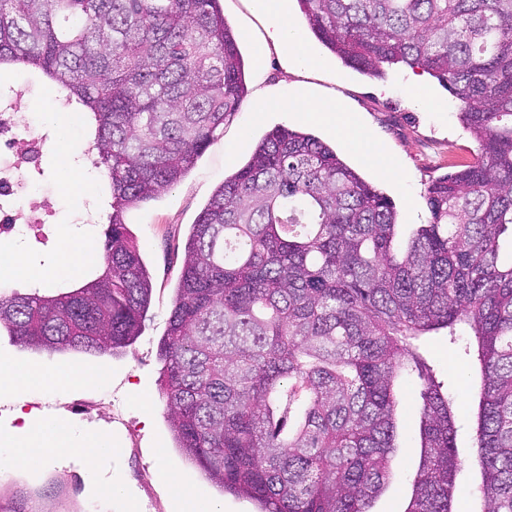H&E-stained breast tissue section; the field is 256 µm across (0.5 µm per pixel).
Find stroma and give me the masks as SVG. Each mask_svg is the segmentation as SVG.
Returning a JSON list of instances; mask_svg holds the SVG:
<instances>
[{
	"label": "stroma",
	"instance_id": "35a3bbf8",
	"mask_svg": "<svg viewBox=\"0 0 512 512\" xmlns=\"http://www.w3.org/2000/svg\"><path fill=\"white\" fill-rule=\"evenodd\" d=\"M224 18L234 31L244 61L246 98L225 123L219 138L197 160L186 177L156 200L129 211L127 223L153 277L151 308L135 343L101 365L115 368L102 389L47 394L32 392L23 406L14 400L0 405V420L10 421L15 409L41 418L55 416L93 431H112L120 453L119 473L139 504V512H193L177 505L172 487L161 472L169 464L195 491L199 503L218 512H255L246 499L225 494L177 448L159 389L162 363L158 342L164 335L182 269L183 247L209 197L225 178L250 157L257 143L273 128L288 127L310 133L336 149L341 158L367 182L395 203L402 232L428 223L425 191L434 180L456 171L478 152V143L460 123L456 99L438 81L419 69L385 68L376 76L343 64L311 32L298 4L289 7V21L320 59L317 67L289 62L269 37L270 21L257 13L252 0H221ZM11 83L22 90L28 111L44 110L58 88L40 70L11 67ZM336 101L358 116L371 137L387 151L399 179L381 173L352 144L323 126L288 113L256 111L263 98H277L295 90ZM66 150L52 147L43 162L47 188L42 199L52 200L50 224L42 239L26 242L33 262L47 261L59 245V230L72 223L77 198L62 185ZM464 342L449 343L446 331L431 334L424 350L439 378L457 394V414L467 408ZM400 448L393 462L394 476L376 501L374 512H404L411 494L420 448L419 388L401 390ZM0 512H112L94 499L84 470L73 460L51 462L38 473L16 469L0 474Z\"/></svg>",
	"mask_w": 512,
	"mask_h": 512
}]
</instances>
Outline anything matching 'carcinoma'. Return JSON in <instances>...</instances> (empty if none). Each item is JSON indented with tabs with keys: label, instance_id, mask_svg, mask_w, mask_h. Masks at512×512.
Wrapping results in <instances>:
<instances>
[{
	"label": "carcinoma",
	"instance_id": "cac0c4a2",
	"mask_svg": "<svg viewBox=\"0 0 512 512\" xmlns=\"http://www.w3.org/2000/svg\"><path fill=\"white\" fill-rule=\"evenodd\" d=\"M344 64L420 68L458 100L479 154L427 190L399 235L392 200L317 137L279 127L192 225L160 389L178 447L259 512H371L399 448L400 386L420 387V460L404 512H512V0H297ZM0 64L39 68L88 114L109 180L103 270L54 294L0 295V329L35 353L132 345L152 278L126 213L184 177L244 93L220 0H0ZM465 354L457 396L420 351ZM469 333H463L464 337L451 344L448 342L446 330L431 334L424 344V351L436 366L439 379L443 380L457 394V414L460 419L466 416V356L464 347L468 341Z\"/></svg>",
	"mask_w": 512,
	"mask_h": 512
}]
</instances>
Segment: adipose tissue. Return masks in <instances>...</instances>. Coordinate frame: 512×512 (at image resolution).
<instances>
[{"instance_id":"ef3b65f1","label":"adipose tissue","mask_w":512,"mask_h":512,"mask_svg":"<svg viewBox=\"0 0 512 512\" xmlns=\"http://www.w3.org/2000/svg\"><path fill=\"white\" fill-rule=\"evenodd\" d=\"M254 6L259 13L271 19L270 37L291 61L299 65H316L317 60L309 53L299 31L285 20L288 0H254ZM255 109L259 112L285 110L304 120L324 125L344 140L360 146L365 155L377 162L382 173L393 178L398 175L382 145L372 141L360 119L346 113L335 101L311 97L298 90L288 100L262 101L256 104ZM90 259L82 228L67 225L60 232L58 251L47 262H32L23 244L19 243L4 269L0 270V275L39 288L61 277H80Z\"/></svg>"}]
</instances>
